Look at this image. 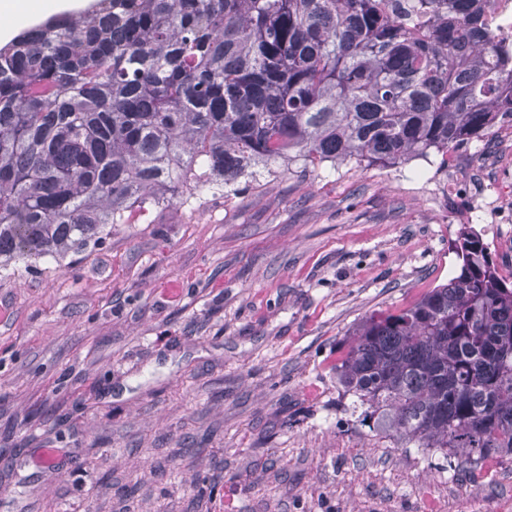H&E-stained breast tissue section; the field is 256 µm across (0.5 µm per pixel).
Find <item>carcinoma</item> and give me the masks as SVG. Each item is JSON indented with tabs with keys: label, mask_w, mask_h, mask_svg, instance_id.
I'll use <instances>...</instances> for the list:
<instances>
[{
	"label": "carcinoma",
	"mask_w": 512,
	"mask_h": 512,
	"mask_svg": "<svg viewBox=\"0 0 512 512\" xmlns=\"http://www.w3.org/2000/svg\"><path fill=\"white\" fill-rule=\"evenodd\" d=\"M507 118L478 0H95L0 46V270L257 167L446 165ZM457 256L354 324L336 376L360 423L480 473L512 463V273L467 227Z\"/></svg>",
	"instance_id": "carcinoma-1"
}]
</instances>
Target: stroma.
I'll return each mask as SVG.
<instances>
[{
    "label": "stroma",
    "mask_w": 512,
    "mask_h": 512,
    "mask_svg": "<svg viewBox=\"0 0 512 512\" xmlns=\"http://www.w3.org/2000/svg\"><path fill=\"white\" fill-rule=\"evenodd\" d=\"M439 161L263 170L1 272L0 512H512L511 465L397 447L336 379L351 325L458 273L461 226L512 271V123Z\"/></svg>",
    "instance_id": "1"
}]
</instances>
